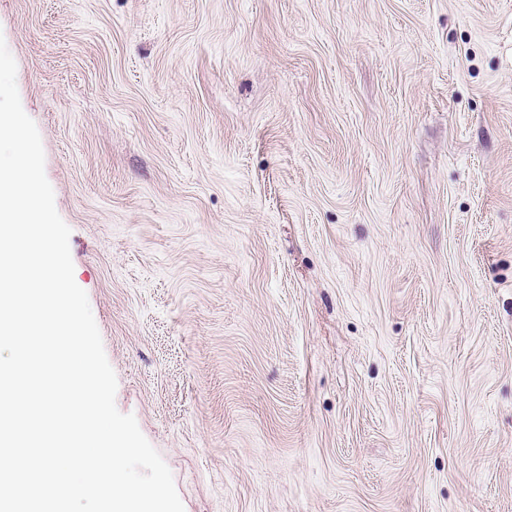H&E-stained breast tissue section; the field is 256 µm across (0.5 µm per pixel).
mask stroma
<instances>
[{"label": "stroma", "instance_id": "35a3bbf8", "mask_svg": "<svg viewBox=\"0 0 512 512\" xmlns=\"http://www.w3.org/2000/svg\"><path fill=\"white\" fill-rule=\"evenodd\" d=\"M0 36L184 512H512V0H0Z\"/></svg>", "mask_w": 512, "mask_h": 512}]
</instances>
